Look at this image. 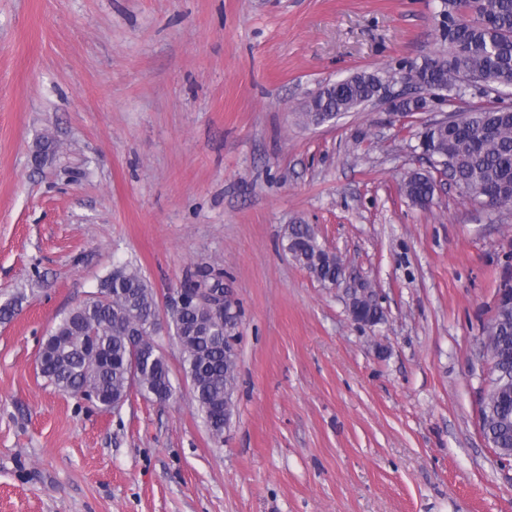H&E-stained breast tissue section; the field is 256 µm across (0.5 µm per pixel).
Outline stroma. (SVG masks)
Instances as JSON below:
<instances>
[{"mask_svg":"<svg viewBox=\"0 0 512 512\" xmlns=\"http://www.w3.org/2000/svg\"><path fill=\"white\" fill-rule=\"evenodd\" d=\"M445 0H0V512H512V460L479 427L481 339L512 282V207L438 176L429 125L512 94L396 117L297 114L359 70L391 93L445 50ZM54 152L43 166L40 142ZM310 224L344 263L324 284L285 250ZM160 309L221 275L238 315L222 440L172 397L117 410L55 392L45 336L122 263ZM367 281L384 313L354 321ZM429 175L430 174L420 173L418 176L406 182H404V179L402 180L400 191L402 194H405L412 204L416 205L417 199L426 198L428 196L433 197L436 183L434 181L433 185V178H430Z\"/></svg>","mask_w":512,"mask_h":512,"instance_id":"stroma-1","label":"stroma"}]
</instances>
